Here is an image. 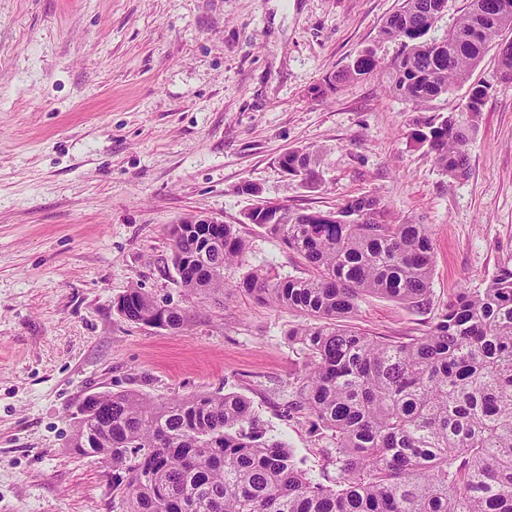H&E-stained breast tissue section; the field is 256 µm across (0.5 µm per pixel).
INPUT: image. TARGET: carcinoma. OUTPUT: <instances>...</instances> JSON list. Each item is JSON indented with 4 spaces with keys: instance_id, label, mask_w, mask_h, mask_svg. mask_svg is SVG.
Returning <instances> with one entry per match:
<instances>
[{
    "instance_id": "obj_1",
    "label": "carcinoma",
    "mask_w": 512,
    "mask_h": 512,
    "mask_svg": "<svg viewBox=\"0 0 512 512\" xmlns=\"http://www.w3.org/2000/svg\"><path fill=\"white\" fill-rule=\"evenodd\" d=\"M445 2L402 0L381 30L403 47L390 87L416 110L466 82L490 43L512 29V0H470L460 23L431 39ZM378 69L367 50L326 86ZM500 73L512 81V42L501 49ZM488 93L470 85L465 119L448 115L416 133L452 179L468 176L467 146ZM317 164L309 148L280 157L288 175L310 185ZM251 218L314 270L303 278L255 269L237 288L312 317L288 330L308 366L296 407L336 440V483L300 467L236 393L162 404L137 392L98 393L82 405L72 448L112 466V498L124 512H512V253L485 287L461 290L423 335L387 341L347 319L363 294L431 305L426 225L393 224L365 196L301 213L264 201ZM202 228L187 218L171 225L172 262L188 294L218 300L224 268L248 244L234 225L218 224L219 246L193 261ZM118 313L155 326V301L139 287L120 298Z\"/></svg>"
}]
</instances>
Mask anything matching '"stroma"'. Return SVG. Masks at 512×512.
<instances>
[{"mask_svg":"<svg viewBox=\"0 0 512 512\" xmlns=\"http://www.w3.org/2000/svg\"><path fill=\"white\" fill-rule=\"evenodd\" d=\"M401 0H0V512H121L112 469L72 451L83 401L134 391L156 402L218 390L245 397L302 466L336 478L335 441L289 412L304 356L288 338L303 317L231 291L188 295L171 224L206 214L249 242L226 282L255 268L311 269L246 218L262 198L333 211L371 195L395 224L427 225L434 308L362 296L353 324L417 336L512 252V82L497 65L504 32L422 111L373 76L325 92L365 50L400 53L380 30ZM489 85L450 179L415 130L459 113ZM320 153L311 189L280 168ZM257 195L244 193V185ZM138 286L181 308L182 331L139 325L115 304Z\"/></svg>","mask_w":512,"mask_h":512,"instance_id":"obj_1","label":"stroma"}]
</instances>
